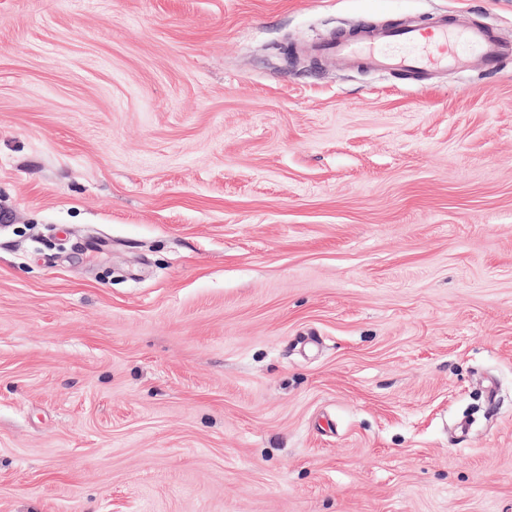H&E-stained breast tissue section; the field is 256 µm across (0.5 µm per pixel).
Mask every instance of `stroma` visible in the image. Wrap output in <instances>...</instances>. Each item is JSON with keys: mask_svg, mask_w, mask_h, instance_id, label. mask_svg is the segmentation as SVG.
I'll list each match as a JSON object with an SVG mask.
<instances>
[{"mask_svg": "<svg viewBox=\"0 0 512 512\" xmlns=\"http://www.w3.org/2000/svg\"><path fill=\"white\" fill-rule=\"evenodd\" d=\"M512 0H0V512H512V62L313 47Z\"/></svg>", "mask_w": 512, "mask_h": 512, "instance_id": "1", "label": "stroma"}]
</instances>
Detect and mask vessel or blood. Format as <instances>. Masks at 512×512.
<instances>
[{
    "instance_id": "b4317fda",
    "label": "vessel or blood",
    "mask_w": 512,
    "mask_h": 512,
    "mask_svg": "<svg viewBox=\"0 0 512 512\" xmlns=\"http://www.w3.org/2000/svg\"><path fill=\"white\" fill-rule=\"evenodd\" d=\"M315 50L348 62L370 55L380 68L415 78L439 68L460 74L476 69L496 73L512 58V46L485 26H458L444 18L430 26L409 20L387 27L376 37L364 32L318 44Z\"/></svg>"
}]
</instances>
